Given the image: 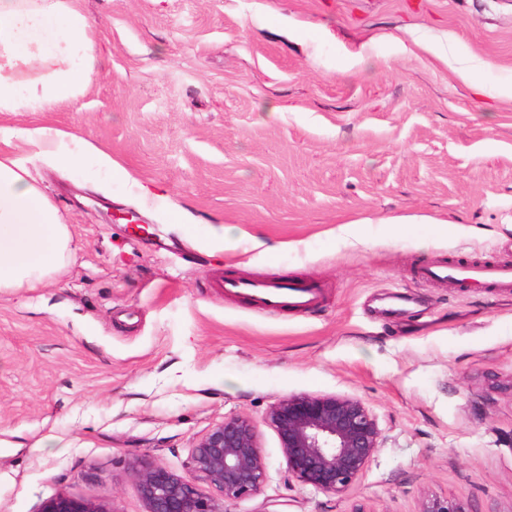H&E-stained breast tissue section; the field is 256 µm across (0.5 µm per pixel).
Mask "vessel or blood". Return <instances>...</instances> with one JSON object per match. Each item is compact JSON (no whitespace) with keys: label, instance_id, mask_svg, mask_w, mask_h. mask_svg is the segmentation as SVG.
Here are the masks:
<instances>
[{"label":"vessel or blood","instance_id":"vessel-or-blood-1","mask_svg":"<svg viewBox=\"0 0 512 512\" xmlns=\"http://www.w3.org/2000/svg\"><path fill=\"white\" fill-rule=\"evenodd\" d=\"M415 276L419 280L447 287L471 283L486 288H512V264L507 262L459 264L432 260L421 263ZM221 286L225 295L247 300L252 306L270 312L310 309L318 304L322 294L319 283L314 281H268L227 276Z\"/></svg>","mask_w":512,"mask_h":512}]
</instances>
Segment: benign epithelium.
I'll use <instances>...</instances> for the list:
<instances>
[{
    "mask_svg": "<svg viewBox=\"0 0 512 512\" xmlns=\"http://www.w3.org/2000/svg\"><path fill=\"white\" fill-rule=\"evenodd\" d=\"M266 420L278 435L287 482L324 493L344 492L379 448L378 419L354 396L292 394L274 404ZM129 465L145 512H224L225 504L259 494L268 478L255 425L238 416L224 419L190 450L183 475L138 456ZM200 482L210 494L199 489ZM39 512L108 510L102 503L56 497ZM421 512L462 510L452 501L432 498Z\"/></svg>",
    "mask_w": 512,
    "mask_h": 512,
    "instance_id": "benign-epithelium-1",
    "label": "benign epithelium"
}]
</instances>
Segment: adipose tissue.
Here are the masks:
<instances>
[{
  "mask_svg": "<svg viewBox=\"0 0 512 512\" xmlns=\"http://www.w3.org/2000/svg\"><path fill=\"white\" fill-rule=\"evenodd\" d=\"M90 30L75 0H0V112H48L83 92L93 74ZM16 137L59 169L120 170L87 141L49 126L0 133V291L35 287L75 252L69 224L11 158Z\"/></svg>",
  "mask_w": 512,
  "mask_h": 512,
  "instance_id": "adipose-tissue-1",
  "label": "adipose tissue"
}]
</instances>
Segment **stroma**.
I'll return each mask as SVG.
<instances>
[{
    "label": "stroma",
    "mask_w": 512,
    "mask_h": 512,
    "mask_svg": "<svg viewBox=\"0 0 512 512\" xmlns=\"http://www.w3.org/2000/svg\"><path fill=\"white\" fill-rule=\"evenodd\" d=\"M76 5L90 85L0 127L70 132L127 176L15 144L77 251L0 293V512L60 496L144 512L130 458L184 474L235 415L268 481L232 512H421L429 496L512 512V290L414 276L422 257L512 262V100L493 93L512 82V0ZM416 40L455 47V67L406 52ZM228 269L324 295L260 311L217 288ZM296 393L355 396L379 420L343 494L283 482L266 414Z\"/></svg>",
    "instance_id": "stroma-1"
}]
</instances>
